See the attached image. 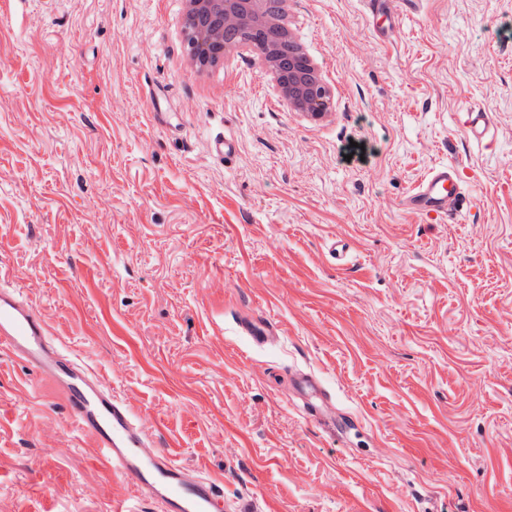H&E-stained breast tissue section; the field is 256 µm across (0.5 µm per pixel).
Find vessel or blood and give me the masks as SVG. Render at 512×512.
<instances>
[{"mask_svg":"<svg viewBox=\"0 0 512 512\" xmlns=\"http://www.w3.org/2000/svg\"><path fill=\"white\" fill-rule=\"evenodd\" d=\"M403 0H364L370 21H382V34L394 30ZM407 208L425 215L461 217L467 198L458 172L448 166L430 170L405 199ZM0 348L24 361L64 399L66 411L98 448L113 476L129 479L136 493L159 503L162 512H223L216 481L189 475L185 465L164 455L148 456L146 437L127 406L81 359L63 354L46 322L0 271Z\"/></svg>","mask_w":512,"mask_h":512,"instance_id":"vessel-or-blood-1","label":"vessel or blood"}]
</instances>
